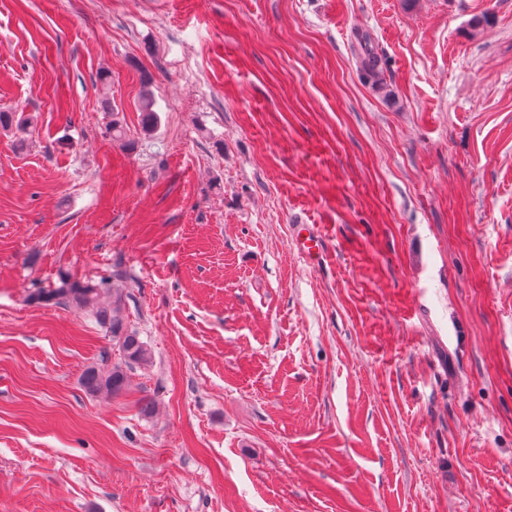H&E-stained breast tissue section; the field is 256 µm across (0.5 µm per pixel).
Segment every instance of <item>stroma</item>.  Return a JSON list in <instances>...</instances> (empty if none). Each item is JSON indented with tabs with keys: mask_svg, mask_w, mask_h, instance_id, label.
I'll return each mask as SVG.
<instances>
[{
	"mask_svg": "<svg viewBox=\"0 0 512 512\" xmlns=\"http://www.w3.org/2000/svg\"><path fill=\"white\" fill-rule=\"evenodd\" d=\"M0 112V512H512V0H0ZM59 284L40 288L31 295L32 300L45 304L73 305L80 310L89 312L96 321L112 334V340L118 344L123 359L122 363L113 364L108 368L90 367L83 375L84 387L89 392L106 390L112 395H119L127 387V373L123 367L146 365L151 360L147 345L135 330L129 329L119 316L123 306L122 295L108 297L109 288L105 281L97 284L72 281L68 276H61Z\"/></svg>",
	"mask_w": 512,
	"mask_h": 512,
	"instance_id": "obj_1",
	"label": "stroma"
}]
</instances>
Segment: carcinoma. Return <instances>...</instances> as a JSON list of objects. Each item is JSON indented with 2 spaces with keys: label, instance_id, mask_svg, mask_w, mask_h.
<instances>
[{
  "label": "carcinoma",
  "instance_id": "carcinoma-1",
  "mask_svg": "<svg viewBox=\"0 0 512 512\" xmlns=\"http://www.w3.org/2000/svg\"><path fill=\"white\" fill-rule=\"evenodd\" d=\"M361 69L367 78L378 83L384 79L382 58L372 50H365L360 60ZM155 102L151 95L141 98V130L148 134L157 124ZM31 299L45 304L73 305L89 312L96 321L112 334L118 344L123 363H116L108 368L87 369L83 375L84 387L94 393L106 390L114 395L122 393L127 387L125 368L133 365H146L151 360V353L138 333L123 322L119 311L124 299L120 295L109 296V288L101 281L97 284L80 283L67 276L59 278V283L49 288H41L31 295Z\"/></svg>",
  "mask_w": 512,
  "mask_h": 512
}]
</instances>
